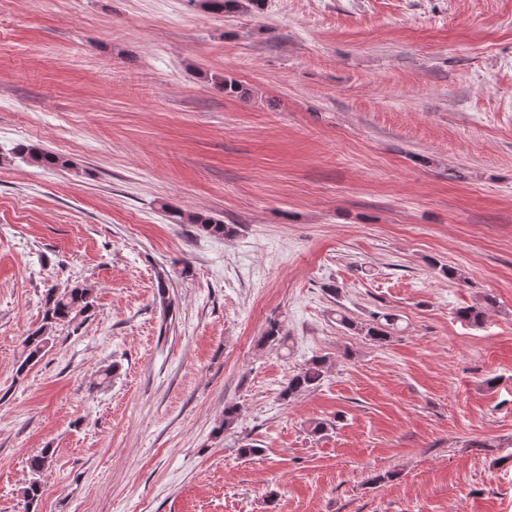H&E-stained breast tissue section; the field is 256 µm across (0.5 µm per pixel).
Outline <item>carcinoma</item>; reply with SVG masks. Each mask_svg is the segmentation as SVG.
<instances>
[{
    "label": "carcinoma",
    "mask_w": 512,
    "mask_h": 512,
    "mask_svg": "<svg viewBox=\"0 0 512 512\" xmlns=\"http://www.w3.org/2000/svg\"><path fill=\"white\" fill-rule=\"evenodd\" d=\"M207 7L218 12L260 10L265 0H204ZM15 153L28 164L36 167L60 166L65 167L68 162L63 158L46 153L34 145L19 144ZM170 217L175 224H194L202 232L215 237L230 238L237 233L236 226L225 224L211 216L199 212H185L174 210ZM492 299L485 298L484 304H476L458 311V317L474 326H481L485 322L487 306ZM94 305L93 290L78 285L47 289L44 300L42 324L30 331L23 340V351L18 361L16 374L22 375L30 366L37 363L46 353L50 340V333L56 326L69 323L77 316L91 310ZM399 317L393 313H383L373 316L370 323H357L345 315H340L339 322L360 334L370 337L376 342L389 339L398 327ZM287 340L279 322L269 323L263 336L266 345H282ZM328 361L323 356H315L295 369L288 378L286 386L279 393L280 400L288 403L299 395L317 388L323 381ZM240 419L237 406L227 404L224 406V417L217 431L225 432L235 428ZM53 464V452L45 448L29 461L31 478L20 489L19 495L24 501L25 508L35 505L42 497L41 476Z\"/></svg>",
    "instance_id": "1"
}]
</instances>
